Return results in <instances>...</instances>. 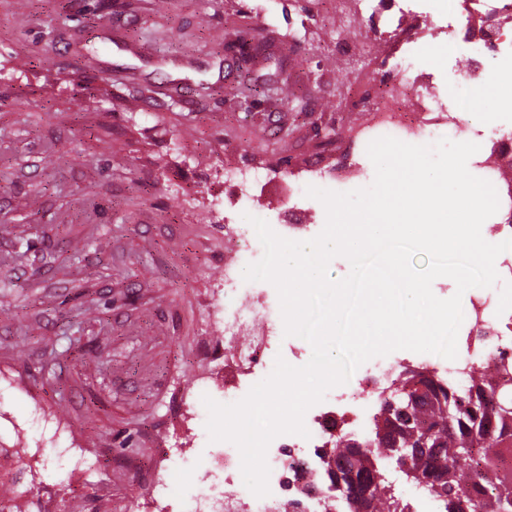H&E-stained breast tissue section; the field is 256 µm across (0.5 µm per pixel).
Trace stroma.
Listing matches in <instances>:
<instances>
[{"mask_svg":"<svg viewBox=\"0 0 512 512\" xmlns=\"http://www.w3.org/2000/svg\"><path fill=\"white\" fill-rule=\"evenodd\" d=\"M245 28L306 111L240 98L267 72L242 63ZM339 32L336 0H0V465L22 467V512H185L203 487L202 398L237 382L212 312L238 240L207 205L254 168L237 214L293 194L324 227L299 173L366 159L346 103L388 77ZM470 39L411 62L449 99L480 93L457 139L486 151L512 106L463 71Z\"/></svg>","mask_w":512,"mask_h":512,"instance_id":"35a3bbf8","label":"stroma"}]
</instances>
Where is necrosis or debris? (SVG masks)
I'll return each mask as SVG.
<instances>
[{
	"label": "necrosis or debris",
	"mask_w": 512,
	"mask_h": 512,
	"mask_svg": "<svg viewBox=\"0 0 512 512\" xmlns=\"http://www.w3.org/2000/svg\"><path fill=\"white\" fill-rule=\"evenodd\" d=\"M358 18L378 14L381 3L389 9L383 23L392 42L380 61L391 79L372 102L363 105L366 121L351 126L350 139L360 144L391 136L416 145L439 140L442 130L456 132L460 127V107L448 103L440 89L424 75L413 72L407 54L428 26H435L439 40L448 51L458 45L456 0H349ZM471 21L477 34L471 42L468 61L478 70L490 53L512 56V26L489 30L492 15L512 16V0H470ZM463 336L457 339L458 355L448 360L439 355H423L398 350L376 358L372 366L359 367L351 385H339L335 393L312 406L305 415L308 437L286 434L270 443L266 459L270 467V493L256 497L242 486L240 454L231 443H213V465L224 473L222 494L201 493L191 504L192 512H215V502H223L224 512H323L321 500L303 494L306 486L327 488L326 468L320 456L345 438L346 427L359 424L351 404L357 400L378 403L383 385L395 378L402 367L424 366L442 377L460 378L473 365H484L494 373L501 357L512 359V318L505 306L479 289H468L462 297ZM217 316L224 339L235 346L231 359L236 369L247 370L255 379L266 378L286 344L279 312L269 296H240L220 305Z\"/></svg>",
	"instance_id": "obj_1"
}]
</instances>
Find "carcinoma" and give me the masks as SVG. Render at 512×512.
<instances>
[{
  "mask_svg": "<svg viewBox=\"0 0 512 512\" xmlns=\"http://www.w3.org/2000/svg\"><path fill=\"white\" fill-rule=\"evenodd\" d=\"M264 93L283 105L291 102L286 84L268 77ZM498 375L488 379L477 371L478 381L467 390L437 378L428 370H404L397 388L419 395L404 405L403 416L381 408L373 419L374 447L361 452L349 444L333 449L331 462L351 473L336 488L349 512H411L410 504L385 481L362 496L372 473H381L379 459L398 457L389 439L392 420H400V445L418 452L402 461L406 476L430 474L428 495L439 512H512V475L498 471V463L512 456V363L500 361Z\"/></svg>",
  "mask_w": 512,
  "mask_h": 512,
  "instance_id": "obj_1",
  "label": "carcinoma"
}]
</instances>
